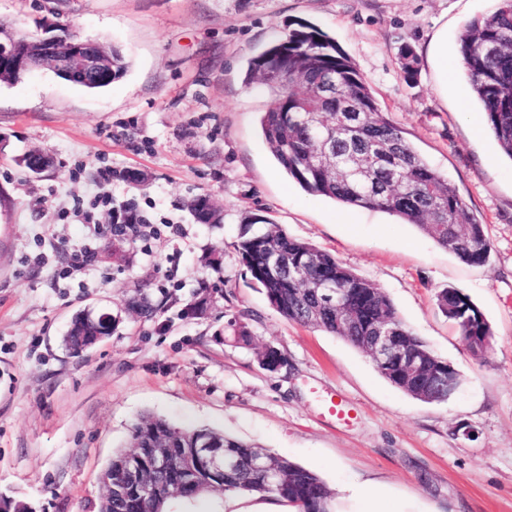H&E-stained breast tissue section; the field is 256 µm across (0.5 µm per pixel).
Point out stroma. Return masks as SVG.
Returning a JSON list of instances; mask_svg holds the SVG:
<instances>
[{"label": "stroma", "mask_w": 512, "mask_h": 512, "mask_svg": "<svg viewBox=\"0 0 512 512\" xmlns=\"http://www.w3.org/2000/svg\"><path fill=\"white\" fill-rule=\"evenodd\" d=\"M496 0H0V26L68 24L122 50L112 87L89 91L41 68L0 82V495L33 512H98L100 475L129 450L145 414L211 427L316 472L335 512H512V160L463 73L442 83L440 51ZM326 33L355 64L381 110L456 188L483 224L488 261L471 265L411 224L347 209L301 189L270 153L259 120L270 96L250 62L298 23ZM417 74L406 81L399 48ZM55 167L33 175L23 154ZM149 176L136 187L123 179ZM209 195L217 225L185 209ZM132 201L145 223L113 262L112 213ZM260 216L336 256L381 288L399 316L461 375L441 403L392 386L343 338L283 318L250 281L235 248ZM223 250L220 267L205 255ZM467 295L493 330L474 355L437 294ZM208 302L188 316L198 289ZM142 292L156 312L129 310ZM118 327L87 351L63 338L79 312ZM245 326L236 342L230 322ZM275 345L287 363L262 368ZM348 404L345 423L329 400ZM169 512H292L276 497L215 491Z\"/></svg>", "instance_id": "1"}]
</instances>
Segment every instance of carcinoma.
<instances>
[{
  "mask_svg": "<svg viewBox=\"0 0 512 512\" xmlns=\"http://www.w3.org/2000/svg\"><path fill=\"white\" fill-rule=\"evenodd\" d=\"M458 55L491 136L500 151L512 158V0H500L494 11L467 26L459 38ZM400 64L406 77H412L416 57L407 44L400 50ZM127 68L126 57L114 48L112 80L77 85L88 90L109 88ZM249 78L260 80L271 96L260 118L264 139L288 178L302 189L344 207L377 210L413 224L467 263L488 260L490 245L483 225L467 218L456 189L385 116L350 58L320 29L298 24L285 40L252 62ZM185 207L199 224H219L224 219L207 195L190 198ZM117 222L124 228L112 233L115 257L121 256L123 244L134 241L144 220L135 204L127 202L115 210L112 223ZM262 222L256 218L242 224L237 249L251 282L263 290L273 309L289 321L341 336L361 350L365 337L373 335L376 327H394L408 350L425 356L420 378H435L437 383L422 391L417 380L403 375L395 365L376 367L378 374L419 400L427 395V403L448 400L460 386V373L405 325L387 294L332 254L288 236L280 226L264 222L266 226L255 228ZM325 278L336 280L342 316L330 308L312 316L316 301L303 282ZM437 300L469 350L482 354L485 339L492 335L482 312L451 287L440 290ZM119 320L120 316H113L112 326L106 327L92 314L80 312L71 321L64 345L77 353L96 337L111 335ZM258 360L271 372L286 362L273 345L259 352ZM131 438L134 448L166 446L187 453L199 439L208 438L236 460V470L220 483L205 473L182 482L176 490L182 498L219 488L242 495H272L294 507V512H333L331 492L318 474L258 443L214 428L180 427L151 415L133 424ZM258 454L279 471V483H268L252 467ZM172 481L170 474L159 479L160 493L152 499L114 496L100 503L99 512H162Z\"/></svg>",
  "mask_w": 512,
  "mask_h": 512,
  "instance_id": "cac0c4a2",
  "label": "carcinoma"
}]
</instances>
